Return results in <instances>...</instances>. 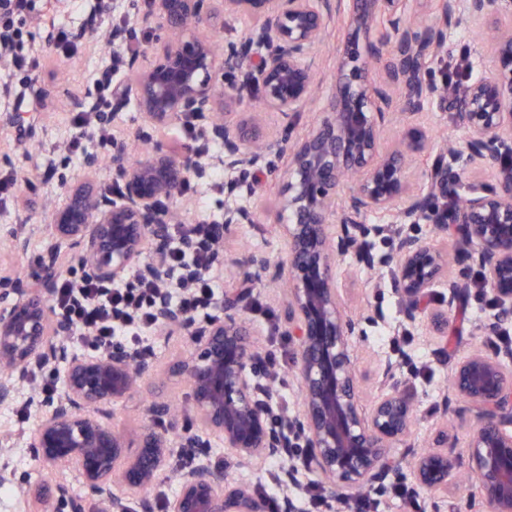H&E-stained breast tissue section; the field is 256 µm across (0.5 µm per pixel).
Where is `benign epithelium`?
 I'll return each mask as SVG.
<instances>
[{"instance_id": "obj_1", "label": "benign epithelium", "mask_w": 512, "mask_h": 512, "mask_svg": "<svg viewBox=\"0 0 512 512\" xmlns=\"http://www.w3.org/2000/svg\"><path fill=\"white\" fill-rule=\"evenodd\" d=\"M427 11L430 23L419 15ZM226 16L248 19L243 37L216 51L207 31ZM125 22L112 25V54L130 73L112 101L93 114L103 129L134 101L140 138L182 125L195 131L180 148L156 145L133 161L125 142L112 141V184L97 180L101 158L85 153L80 172L59 176L61 199L50 211L46 252L38 259L41 287L20 277L0 281V404L13 402L35 372L57 374L62 392L38 399L41 411L29 446L44 464L68 462L83 479L86 498L100 512H129L119 480L140 493L169 475L171 458L189 461L176 472L178 491L166 512H271L265 496L228 480L211 460V437L224 440L232 462L276 459L284 488L278 512H298L299 471L321 479L326 512H341L365 490L387 492L397 463L394 445L414 423V397L399 377L402 362L378 373L380 395L372 409L359 403V379L349 338L359 323L341 304L336 261L350 256L367 269L385 268L405 321L424 323L431 336L448 333V314L471 296V282L448 276V251L424 242L416 224H451L461 258L478 267L494 308L478 324L490 347L473 349L451 367L452 391L438 404L448 415L457 397L475 417V430L457 455L448 447V423L439 425L431 450L405 454L412 491L444 492L460 466L475 478L485 512H512V346L496 339L512 321V0H130ZM336 19L342 53L331 80L333 94L320 124L293 142L232 108L255 97L262 111L285 120L313 96L318 70L312 57ZM462 25L488 34L490 64L476 77L433 78V65ZM150 33L148 47L123 55L131 31ZM457 108L469 135L446 145L427 169V191L414 193L408 165L430 156V127L423 117ZM411 117L394 147L382 148L389 115ZM210 144L223 152L211 156ZM224 167L221 222L253 224L256 213L233 202L256 177L283 171L278 224L287 252L276 276L288 285V335L295 340L294 374L301 409L275 412L273 373L251 339L241 307L244 291L224 293V316L195 319L169 301L170 288L197 273L175 276L168 263L169 226L184 220L177 198L191 181L204 182ZM493 171L495 183L463 182L469 168ZM380 214L387 224L367 222ZM386 234L392 248L365 246ZM74 249L73 262L103 286L135 271L157 286L156 324L187 338L188 354L168 375L190 389L200 429L179 430L163 402L147 406L149 424L127 440L108 417L155 372L152 357L114 343L100 352L70 348L69 328L51 308L52 287L64 272L58 242ZM446 288L448 294L436 289ZM68 512H85L62 474L44 483Z\"/></svg>"}]
</instances>
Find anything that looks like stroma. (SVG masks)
Returning a JSON list of instances; mask_svg holds the SVG:
<instances>
[{"label":"stroma","mask_w":512,"mask_h":512,"mask_svg":"<svg viewBox=\"0 0 512 512\" xmlns=\"http://www.w3.org/2000/svg\"><path fill=\"white\" fill-rule=\"evenodd\" d=\"M84 5L85 0H33V11L17 20L16 25L23 32L20 51L37 61L35 74L42 84L41 89H34L28 83L26 73L14 71L10 64L0 62V172L21 173L34 182L30 189L17 184L13 200L0 205V241L6 240L21 220H28L35 227L25 253L0 258L2 277L35 278V263L45 245L43 228L49 222L46 204L60 192L59 165L67 163L72 171L81 167L82 153L70 148L77 133L72 123L73 111L55 102L52 91L66 90L81 98L88 96L100 106L112 97L111 92L95 87L98 74L112 61L111 52L101 50L98 36L111 30L121 12L116 9L92 18ZM55 25L71 31L89 29L92 38L78 44L72 56L60 55L47 39ZM224 180L223 169H215L209 182L194 185L184 194L191 221L204 219L213 223L220 220L224 212ZM240 202L256 211L258 221L235 225L225 233L224 260L213 266L214 278L223 291L240 286L244 273L249 270V259L256 257L274 262L286 251L277 224L278 178L261 174L250 192L241 196ZM336 281L347 313L364 316L376 308L384 315L383 323L364 325L362 334L350 340L363 385L362 409L370 410L378 395L374 384L378 363L407 354L415 369L408 382L417 410V420L407 442L417 448L428 447L435 425L444 419L435 414L434 407L449 384L447 368L434 358V341L417 326L395 335L402 314L400 301L390 287L386 272L365 270L345 257L336 262ZM250 304L246 312L250 329L262 350L270 356L277 375L275 404L281 412L294 413L301 403V389L293 372L294 345L284 330L286 297L270 274L260 275L255 281ZM488 311L486 302L474 298L464 317L450 319L448 353L451 357L463 358L480 345L481 338L475 334L474 325ZM140 344L151 349L159 377L147 381L133 400L113 408V426L128 438H136L146 423L145 408L162 398L177 404L181 426L196 427L188 384L166 375L169 365L187 353V343L181 337L164 336L152 329L142 333ZM26 398V392L22 391L14 403L0 406V434L13 437L12 448L0 455V464L8 463L13 472L6 491L0 493V512H57L53 505L41 509L28 493L29 488L46 482L51 471L36 460L26 446V434L33 421L18 415ZM444 420L448 422L455 448H466L473 433L470 412L452 413ZM473 490V483L460 474L452 478L448 494L440 502H433L428 493L419 494L417 500L421 512H432L436 505L442 512H480L479 505L472 499Z\"/></svg>","instance_id":"obj_1"}]
</instances>
